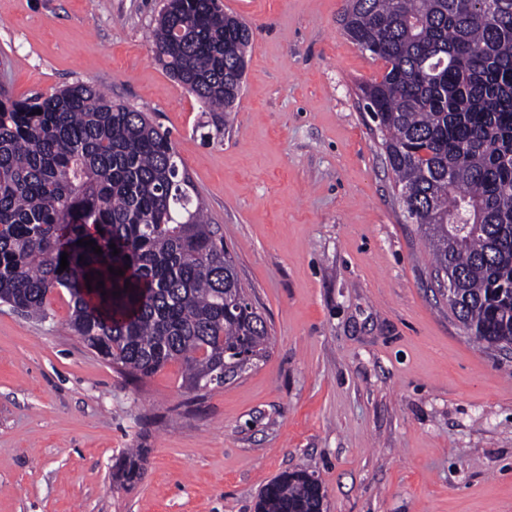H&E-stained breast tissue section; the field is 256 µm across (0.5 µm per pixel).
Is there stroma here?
<instances>
[{"label": "stroma", "instance_id": "1", "mask_svg": "<svg viewBox=\"0 0 512 512\" xmlns=\"http://www.w3.org/2000/svg\"><path fill=\"white\" fill-rule=\"evenodd\" d=\"M254 37L221 128L156 63L163 0H0V88L83 83L168 130L266 321L263 358L192 392L137 382L68 327L0 304V512H255L315 472L322 512H512V350L485 348L438 290L360 99L379 77L343 0H222ZM146 472L121 486L126 449Z\"/></svg>", "mask_w": 512, "mask_h": 512}]
</instances>
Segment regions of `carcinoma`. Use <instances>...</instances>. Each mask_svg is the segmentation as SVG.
<instances>
[{"label": "carcinoma", "instance_id": "cac0c4a2", "mask_svg": "<svg viewBox=\"0 0 512 512\" xmlns=\"http://www.w3.org/2000/svg\"><path fill=\"white\" fill-rule=\"evenodd\" d=\"M340 24L385 62L361 99L435 279L455 280L449 308L468 335L511 348L512 0H345ZM252 39L219 0H166L151 52L217 126L240 97ZM57 288L76 335L138 380L179 361L187 388L206 390L223 384L224 363L266 353V323L170 133L82 83L23 101L0 92V303L44 318ZM145 461L126 452L123 483L141 480ZM322 499L314 474L294 470L264 487L257 512H321Z\"/></svg>", "mask_w": 512, "mask_h": 512}]
</instances>
